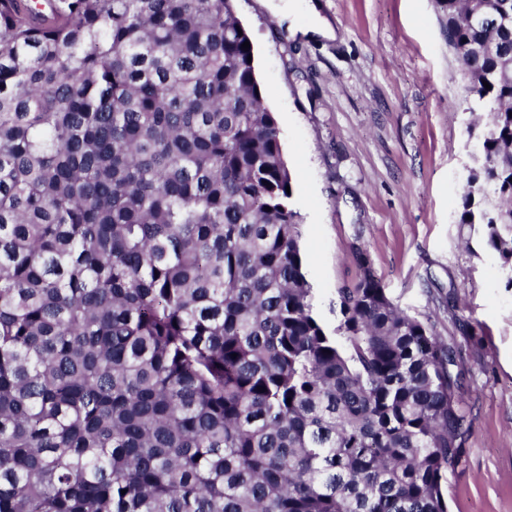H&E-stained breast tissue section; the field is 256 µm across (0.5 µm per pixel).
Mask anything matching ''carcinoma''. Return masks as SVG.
I'll use <instances>...</instances> for the list:
<instances>
[{"label": "carcinoma", "mask_w": 512, "mask_h": 512, "mask_svg": "<svg viewBox=\"0 0 512 512\" xmlns=\"http://www.w3.org/2000/svg\"><path fill=\"white\" fill-rule=\"evenodd\" d=\"M438 4L488 114L458 223L512 270V0ZM248 40L233 0H0V512H448L456 349L362 251L321 322Z\"/></svg>", "instance_id": "obj_1"}]
</instances>
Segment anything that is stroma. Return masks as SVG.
<instances>
[{
	"instance_id": "obj_1",
	"label": "stroma",
	"mask_w": 512,
	"mask_h": 512,
	"mask_svg": "<svg viewBox=\"0 0 512 512\" xmlns=\"http://www.w3.org/2000/svg\"><path fill=\"white\" fill-rule=\"evenodd\" d=\"M336 39L291 38L269 0H235L292 173L316 312L364 250L386 293L458 349L472 426L449 512H512V288L457 222L473 120L438 0H320Z\"/></svg>"
}]
</instances>
